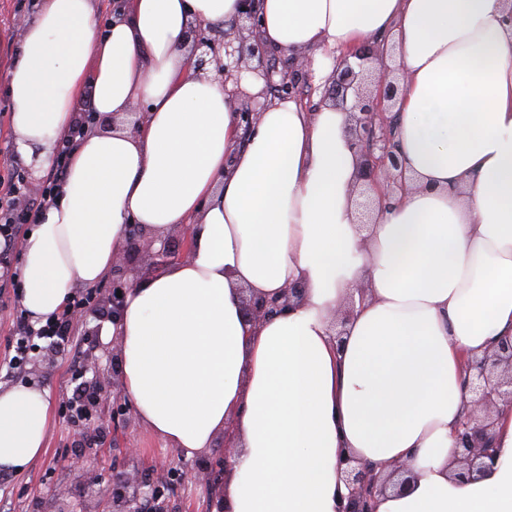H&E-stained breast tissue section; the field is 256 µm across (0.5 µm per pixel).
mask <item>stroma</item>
Listing matches in <instances>:
<instances>
[{
    "mask_svg": "<svg viewBox=\"0 0 512 512\" xmlns=\"http://www.w3.org/2000/svg\"><path fill=\"white\" fill-rule=\"evenodd\" d=\"M6 46H0V181L23 175L24 166L13 152L10 115L11 100L5 76ZM96 317L76 326L82 339L79 348L57 351L53 358L33 357L21 373H6L0 366V384H28L49 393L51 421L43 454L21 473L0 480V512H112V489L121 479L170 478L188 465L163 439L152 434L134 411L117 416L111 403L101 404L96 420L86 431L75 430L63 417L61 404L66 399L65 382L82 370L88 349H95L99 370L111 375L112 346L96 341L91 332ZM89 455L91 480L76 481L70 461Z\"/></svg>",
    "mask_w": 512,
    "mask_h": 512,
    "instance_id": "1",
    "label": "stroma"
}]
</instances>
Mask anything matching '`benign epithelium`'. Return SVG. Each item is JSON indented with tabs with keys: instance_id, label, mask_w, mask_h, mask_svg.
Returning a JSON list of instances; mask_svg holds the SVG:
<instances>
[{
	"instance_id": "1",
	"label": "benign epithelium",
	"mask_w": 512,
	"mask_h": 512,
	"mask_svg": "<svg viewBox=\"0 0 512 512\" xmlns=\"http://www.w3.org/2000/svg\"><path fill=\"white\" fill-rule=\"evenodd\" d=\"M241 10L233 27L225 32L213 31L194 24L187 31L193 43L197 72L212 71L222 79L239 83L244 73H255L264 79L259 102L238 88L233 95L240 100L241 127L251 132L260 112L273 99L295 98L299 101L312 96V73L308 60L302 56L282 57L269 51L258 39L259 16L257 0H240ZM387 43L382 40L366 43L342 55L324 97L336 108L348 112L347 134L351 148L358 159L356 202L359 223H370L375 200L369 195L371 188L381 187L392 196L403 189L405 177L399 145L395 140V116L392 104L403 95L401 78L393 75L383 58ZM191 233L179 231V236L168 237L162 248L154 249V239L140 224L127 225L126 248L118 261L112 263V297L98 304L97 311L120 316L124 297L130 286L127 275L139 271L140 256L151 259L156 270L163 265L189 256ZM302 288L291 285L279 297L263 298L252 293L243 295L248 321L258 324L266 318L282 315L299 299ZM466 386L471 395L470 412L456 435L453 449L452 476L456 480H469L493 468L496 460L493 443V414L498 405L512 406V341L498 343L493 352L467 360ZM339 465L343 470L348 495L342 497L341 512H375L376 500L387 488H402L409 480L410 468L405 463H389L385 478L373 467L355 466L349 455ZM218 477L210 464L201 461L196 466L180 471L184 484L211 485ZM142 491L129 494L130 483L113 490L112 504L119 505L114 512H138L140 501L150 498L155 512H165L159 505L162 498L154 481L141 482Z\"/></svg>"
}]
</instances>
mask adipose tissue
Here are the masks:
<instances>
[{
  "mask_svg": "<svg viewBox=\"0 0 512 512\" xmlns=\"http://www.w3.org/2000/svg\"><path fill=\"white\" fill-rule=\"evenodd\" d=\"M239 0H130L101 26L97 0H40L10 39L17 158L34 174L82 104L114 119L85 132L53 203L18 247L30 323L96 285L127 227H190L188 259L128 289L101 336L122 345L121 391L188 457L231 430L230 512H338V465L408 461L415 483L377 512H512V407L496 463L448 476L469 411L465 361L512 340V0H259L260 36L311 60L324 85L341 52L384 32L406 76L393 111L407 180L360 225L348 115L269 103L243 135L232 82L194 69L191 23L228 29ZM139 131L123 126L134 105ZM298 284L295 309L247 323L242 289ZM351 305L343 345L333 312ZM47 392L0 386V473L40 457Z\"/></svg>",
  "mask_w": 512,
  "mask_h": 512,
  "instance_id": "1",
  "label": "adipose tissue"
}]
</instances>
